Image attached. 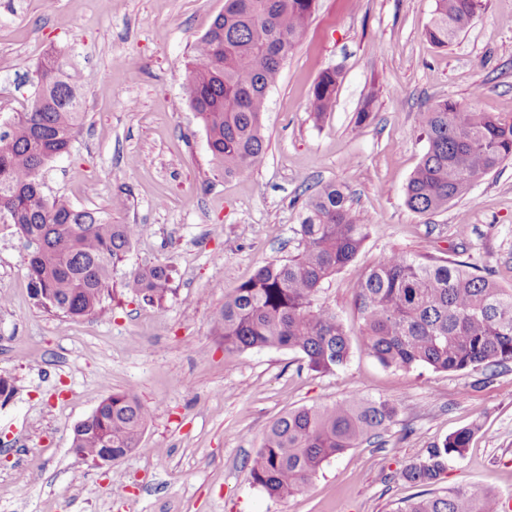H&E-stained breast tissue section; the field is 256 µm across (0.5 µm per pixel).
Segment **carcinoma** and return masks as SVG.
<instances>
[{"label": "carcinoma", "instance_id": "1", "mask_svg": "<svg viewBox=\"0 0 512 512\" xmlns=\"http://www.w3.org/2000/svg\"><path fill=\"white\" fill-rule=\"evenodd\" d=\"M317 0H224V10L194 45L186 69L190 106L203 123L212 160L224 175L259 167L266 157L262 117L268 90L304 33ZM481 0H435L425 28L438 47L452 44L473 21ZM339 74L323 72L310 96L319 119L332 106ZM36 92L21 112L0 115V217L33 248L28 261L32 295L65 317L100 309L112 271L124 261L138 225L114 224L97 210L78 209L64 196L48 198L42 175L69 153L85 117L71 65L49 51L35 68ZM427 141L405 189L414 212L431 216L466 195L486 174L512 160V118L503 119L448 100L419 115ZM297 235L303 249L272 260L224 299L213 315L224 350L288 349L317 372H332L350 357V336L339 316L319 302L325 282L349 264L368 237L345 187L329 183L305 203ZM125 290L148 305L172 291V270L143 264L129 272ZM364 348L381 365L410 370L486 372L512 363V288L457 259L422 263L390 253L355 288ZM387 400L352 393L315 407L290 410L268 428L247 463L253 483L271 496L304 489L327 459L377 437L394 416ZM148 414L129 393L104 398L76 425L73 438L94 458L139 446ZM474 430L463 428L435 444L402 476L435 484L448 457L461 456ZM494 499L476 489L443 496L422 493L399 512H493Z\"/></svg>", "mask_w": 512, "mask_h": 512}]
</instances>
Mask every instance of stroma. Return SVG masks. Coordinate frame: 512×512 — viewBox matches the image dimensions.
<instances>
[{
	"label": "stroma",
	"instance_id": "obj_1",
	"mask_svg": "<svg viewBox=\"0 0 512 512\" xmlns=\"http://www.w3.org/2000/svg\"><path fill=\"white\" fill-rule=\"evenodd\" d=\"M224 0H0V113L35 92V66L65 50L85 95L71 154L43 173L46 196L141 227L95 315L70 319L33 298L31 252L0 221V512H397L418 492L401 476L465 427L475 434L431 492L475 486L512 507V364L481 372L380 365L363 347L357 280L383 256L457 258L512 288V161L448 208L405 204L427 148L420 111L441 100L512 116V0H482L471 25L439 48L424 28L435 0H317L267 95L263 164L225 176L189 105L185 65ZM338 70L330 112L308 100ZM369 109L364 125L356 114ZM345 184L369 226L358 256L320 301L350 336L347 364L310 370L288 349L226 352L211 317L265 262L301 249L311 189ZM125 211L111 210L118 189ZM173 271L162 305L132 298L125 272ZM130 393L150 409L139 448L96 467L71 451L72 432L100 401ZM352 393L397 407L375 443L325 461L305 489L269 496L246 462L284 412Z\"/></svg>",
	"mask_w": 512,
	"mask_h": 512
}]
</instances>
